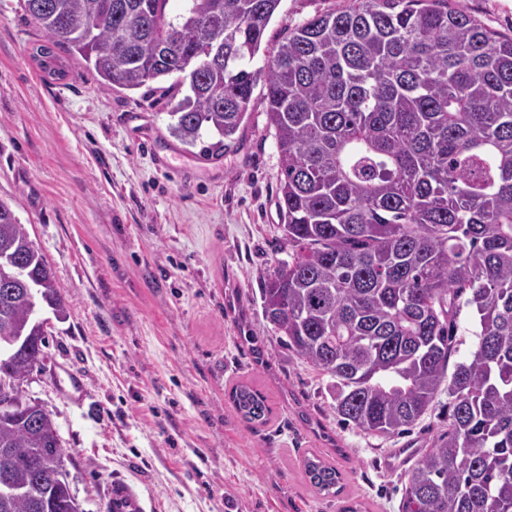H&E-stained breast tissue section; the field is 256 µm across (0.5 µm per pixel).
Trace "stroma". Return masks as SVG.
<instances>
[{"mask_svg":"<svg viewBox=\"0 0 512 512\" xmlns=\"http://www.w3.org/2000/svg\"><path fill=\"white\" fill-rule=\"evenodd\" d=\"M349 0H281L265 42ZM512 35V0H448ZM43 37L22 0H0V199L42 250L68 305L47 306L46 360L23 382L67 455L83 512H107L131 485L151 512H400L406 473L448 423V396L409 430L344 424L328 377L267 324L262 290L287 260L280 156L263 104L222 152L216 134L183 144L169 130L177 89L102 91L84 63L43 72ZM82 375L85 400L55 376ZM260 390L271 420L241 418L228 394ZM341 472L324 495L302 467Z\"/></svg>","mask_w":512,"mask_h":512,"instance_id":"stroma-1","label":"stroma"}]
</instances>
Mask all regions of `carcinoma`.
<instances>
[{
    "label": "carcinoma",
    "mask_w": 512,
    "mask_h": 512,
    "mask_svg": "<svg viewBox=\"0 0 512 512\" xmlns=\"http://www.w3.org/2000/svg\"><path fill=\"white\" fill-rule=\"evenodd\" d=\"M23 0L55 48L81 58L104 90L177 76L188 93L169 116L187 144L224 149L263 86L280 153L286 262L263 289V316L329 377L345 423L402 432L448 392V430L408 473L401 512H512V37L444 0H350L282 38L252 68L281 0ZM0 340L28 334L38 305L66 317L41 249L0 199ZM477 342L447 374L459 316ZM45 332L0 349V512H79L51 413L21 385L45 358ZM241 417L265 424L266 398L236 384ZM327 495L336 466L302 461Z\"/></svg>",
    "instance_id": "1"
}]
</instances>
